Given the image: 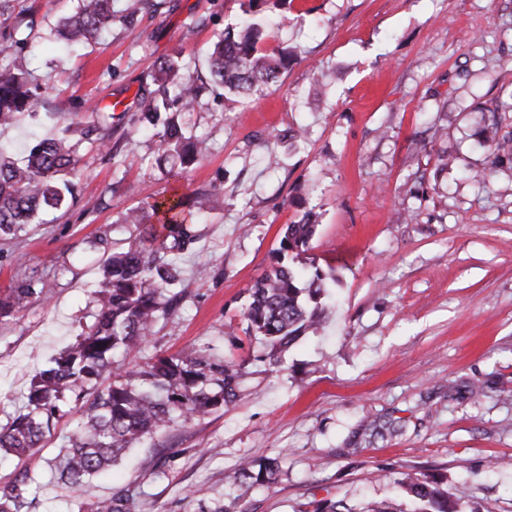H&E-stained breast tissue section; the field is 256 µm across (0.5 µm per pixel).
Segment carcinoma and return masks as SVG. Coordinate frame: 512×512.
Returning <instances> with one entry per match:
<instances>
[{"mask_svg": "<svg viewBox=\"0 0 512 512\" xmlns=\"http://www.w3.org/2000/svg\"><path fill=\"white\" fill-rule=\"evenodd\" d=\"M151 0H127L121 15L112 0H79L77 11L60 21L63 42L90 43L120 21L135 24ZM12 62L0 67V127L36 117L41 87L32 80L25 57L27 42L15 39ZM264 30L247 20L240 31L230 27L217 35L210 53V85L238 96L281 82L290 53L262 48ZM158 89L140 99L142 129L154 130L160 158L173 176L186 177L205 155V142L187 136L181 114L194 109L205 85L179 57L166 58L154 68ZM102 120L84 125L71 122L60 134L45 138L15 160L0 149V236H14L40 216L60 209L73 194L68 176L79 173L80 146L105 147ZM223 202L215 189L197 197L194 205L174 193L162 196L148 209L136 208L125 223L136 227L156 218L152 227L124 251L102 264L100 288L94 291L92 322L53 359V365L31 378L23 408L0 427V452L21 459L33 451L56 416L68 404L84 410L81 430L69 437L53 459L57 482L73 493L106 471L129 448L153 437L171 422L187 421L233 404L243 365L224 360L207 346L195 345L172 355L158 354L133 365L116 367L113 357L131 354L154 333L156 324L177 303L180 269L176 257L189 239L187 225L197 223ZM316 225L309 215L285 225L279 254L306 252ZM326 275L316 269L309 277L276 264L247 289L243 311L247 332L278 351L300 337L316 332L325 315L321 296ZM46 294V283L24 281L0 297V316H9ZM279 461L268 458L256 479L275 481ZM32 479L23 471L14 483L0 488V512H38L40 500ZM404 507L370 508L366 512H481L470 488L444 486L443 479L424 472H406L396 480ZM142 492L131 484L111 495L81 502L78 512H135Z\"/></svg>", "mask_w": 512, "mask_h": 512, "instance_id": "cac0c4a2", "label": "carcinoma"}]
</instances>
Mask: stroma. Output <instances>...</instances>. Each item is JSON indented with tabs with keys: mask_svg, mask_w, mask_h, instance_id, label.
<instances>
[{
	"mask_svg": "<svg viewBox=\"0 0 512 512\" xmlns=\"http://www.w3.org/2000/svg\"><path fill=\"white\" fill-rule=\"evenodd\" d=\"M154 2L137 26L114 24L68 54L54 33L76 0H15L0 15V31L27 37L46 87L36 118L0 128L1 147L15 155L68 119L112 113L75 199L0 238V294L29 279L52 286L49 301L0 319V424L90 322L102 260L136 235L125 214L175 187L223 189L224 205L192 225L184 298L143 355L210 345L245 364L241 396L171 423L76 496L50 467L76 425L63 415L34 455L0 456V486L28 470L39 512H75L131 482L139 512L213 500L226 512H313L389 500L414 470L471 486L481 512H512V0H294L264 43L295 50L281 86L230 110L203 94L182 121L207 154L181 180L134 132L140 95L154 62L176 53L208 78L212 44L243 0ZM308 212L309 250L280 258L283 227ZM279 261L328 273L336 305L276 372L242 312ZM266 457L280 460L273 484L235 478Z\"/></svg>",
	"mask_w": 512,
	"mask_h": 512,
	"instance_id": "35a3bbf8",
	"label": "stroma"
}]
</instances>
